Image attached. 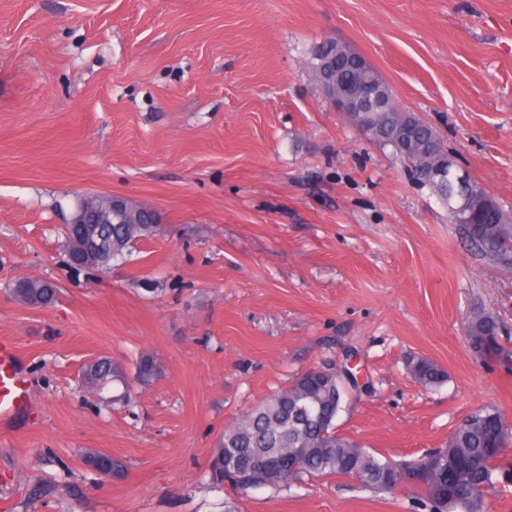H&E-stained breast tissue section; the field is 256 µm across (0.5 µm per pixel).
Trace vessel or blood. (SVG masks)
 <instances>
[{
  "label": "vessel or blood",
  "instance_id": "b4317fda",
  "mask_svg": "<svg viewBox=\"0 0 512 512\" xmlns=\"http://www.w3.org/2000/svg\"><path fill=\"white\" fill-rule=\"evenodd\" d=\"M34 412L28 380L15 344L0 338V426Z\"/></svg>",
  "mask_w": 512,
  "mask_h": 512
}]
</instances>
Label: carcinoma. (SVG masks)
<instances>
[{"instance_id": "carcinoma-1", "label": "carcinoma", "mask_w": 512, "mask_h": 512, "mask_svg": "<svg viewBox=\"0 0 512 512\" xmlns=\"http://www.w3.org/2000/svg\"><path fill=\"white\" fill-rule=\"evenodd\" d=\"M336 49V42L315 45L309 58L312 77H317L319 57ZM364 122L373 131L372 141L390 150L419 185L429 187L448 204V213L460 225L465 237L490 260L512 262V213L505 211L478 183L470 182L469 209L455 211L456 177L461 171L455 157L429 125L404 121L399 113L367 112ZM164 234L159 215L126 203L121 215L110 224H66L63 229V263L70 274L99 272L114 261L128 259L135 246ZM9 297L25 306L43 305L56 298V289L40 279L19 276L9 283ZM503 324L493 311H480L467 319L464 340L473 354L484 357L497 348ZM408 370L421 387L441 385L448 373L435 362L413 356ZM162 375V366L150 353L140 356L135 380L150 386ZM81 384L89 393L105 399L112 392V403L127 400L128 382L124 369L107 356L96 357L81 368ZM345 376L331 368H310L294 377L287 387L247 411L224 429L211 452L208 481L215 488L229 483L247 493L256 490L281 491L307 477L349 476L341 464L346 450L358 452L354 461L356 480L373 492H394L401 485L392 480L400 470L428 469L424 483L414 486L417 498L429 512H485L484 495L495 483L494 461L485 449L493 443L485 426L489 417L504 419L493 406H484L465 419L449 434L445 447L408 462L377 456L358 442L336 431V415L345 398ZM292 456L297 471L288 473L277 466ZM84 464L94 472H110L121 480L127 467L123 460L97 448H85ZM460 468L458 482L450 489L440 481V467Z\"/></svg>"}]
</instances>
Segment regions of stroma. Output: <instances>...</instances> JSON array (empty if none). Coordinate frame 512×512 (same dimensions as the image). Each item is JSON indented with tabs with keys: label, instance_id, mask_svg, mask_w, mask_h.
I'll return each instance as SVG.
<instances>
[{
	"label": "stroma",
	"instance_id": "35a3bbf8",
	"mask_svg": "<svg viewBox=\"0 0 512 512\" xmlns=\"http://www.w3.org/2000/svg\"><path fill=\"white\" fill-rule=\"evenodd\" d=\"M327 38L512 212V0H0V337L37 410L0 436V512H424L344 476L208 483L225 427L314 366L352 367L336 431L381 457L443 447L488 404L512 422V360L463 338L478 308L512 335V265L465 247L447 204L333 112L308 71ZM87 193L150 204L165 234L72 276L62 229ZM22 275L56 302L11 300ZM144 352L161 377L98 410L83 364ZM412 356L447 381L416 384ZM81 457L84 464L94 472H112V477L108 474H101L107 479L121 480L126 476L127 467L122 459L113 457L97 448L83 449Z\"/></svg>",
	"mask_w": 512,
	"mask_h": 512
}]
</instances>
